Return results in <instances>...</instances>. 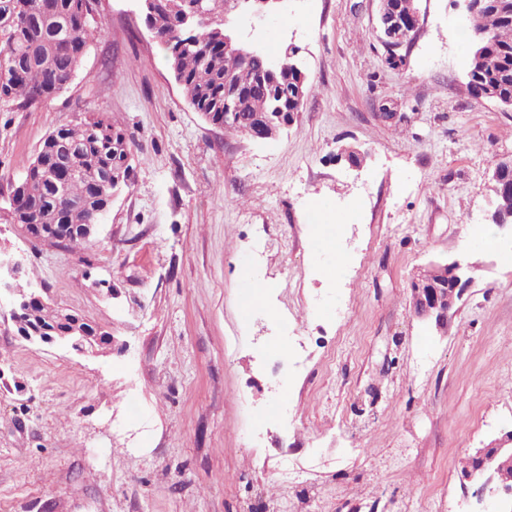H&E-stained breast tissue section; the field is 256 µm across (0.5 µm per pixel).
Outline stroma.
<instances>
[{"instance_id": "1", "label": "stroma", "mask_w": 512, "mask_h": 512, "mask_svg": "<svg viewBox=\"0 0 512 512\" xmlns=\"http://www.w3.org/2000/svg\"><path fill=\"white\" fill-rule=\"evenodd\" d=\"M377 6L232 18L247 47L301 49L309 91L270 140L195 111L138 0H98L65 92L0 112L17 287L115 338L99 357L32 344L0 301V512H479L466 455L512 426V232L492 250L466 235L490 226L512 108L469 90L457 0H417L397 69ZM385 102L405 120L382 121ZM100 115L125 135L129 187L85 249L23 237L12 184L48 134ZM458 257L478 270L439 332L411 278ZM253 279L269 320L248 318Z\"/></svg>"}]
</instances>
